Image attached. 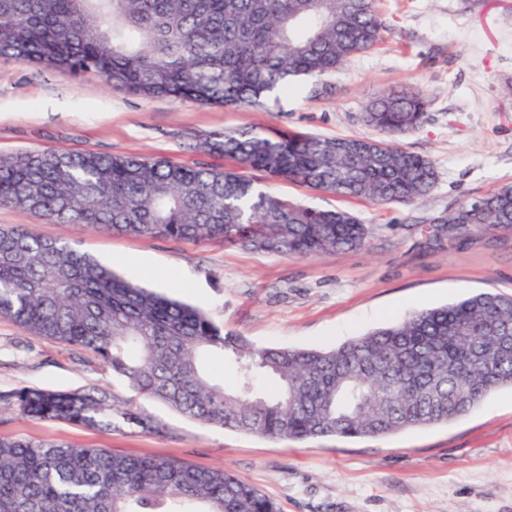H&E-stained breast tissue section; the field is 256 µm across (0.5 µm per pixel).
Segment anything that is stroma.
<instances>
[{"label": "stroma", "mask_w": 512, "mask_h": 512, "mask_svg": "<svg viewBox=\"0 0 512 512\" xmlns=\"http://www.w3.org/2000/svg\"><path fill=\"white\" fill-rule=\"evenodd\" d=\"M379 43L336 72L306 77L260 107H199L115 91L75 75L0 57V154L64 148L224 168L203 151L227 129L264 127L360 137L368 101L421 88L427 120L400 137L436 165L415 204L379 205L252 172L278 196L343 209L370 229L369 247L313 258L214 241L115 235L50 224L0 206V226L65 238L135 285L203 308L259 346L332 347L416 308L493 292L512 295V229L469 227L439 239L435 220L461 201L512 184V0H378ZM107 390L136 398L163 434L86 427L0 411V437L65 442L117 455L163 456L221 468L272 498L279 512H512V386L465 417L382 438L270 440L206 426L132 390L91 350L31 334L0 317V391Z\"/></svg>", "instance_id": "1"}]
</instances>
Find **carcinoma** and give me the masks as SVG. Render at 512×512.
I'll return each mask as SVG.
<instances>
[{
	"mask_svg": "<svg viewBox=\"0 0 512 512\" xmlns=\"http://www.w3.org/2000/svg\"><path fill=\"white\" fill-rule=\"evenodd\" d=\"M375 0H0V56L100 75L115 91L208 106L259 105L299 77L336 71L376 44ZM426 116L422 90L369 102L363 123L389 137L325 138L253 127L205 143L243 168L377 204H412L434 163L396 138ZM0 206L50 223L277 256L366 250L346 210L302 206L235 169L131 155L33 150L0 157ZM512 227V185L465 200L435 236ZM0 316L88 348L138 394L207 426L272 440L377 438L457 420L512 385V296L482 292L335 348L261 347L194 306L133 285L64 239L0 227ZM236 368L226 387L205 358ZM273 379L265 393L256 379ZM44 420L160 432L132 401L92 388L0 391V407ZM0 512H277L222 469L63 442L0 438Z\"/></svg>",
	"mask_w": 512,
	"mask_h": 512,
	"instance_id": "1",
	"label": "carcinoma"
}]
</instances>
